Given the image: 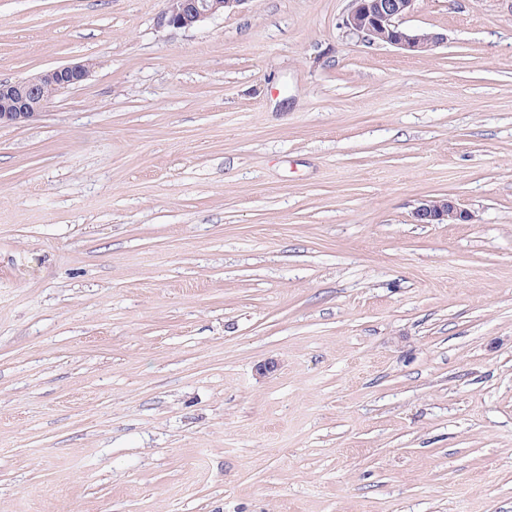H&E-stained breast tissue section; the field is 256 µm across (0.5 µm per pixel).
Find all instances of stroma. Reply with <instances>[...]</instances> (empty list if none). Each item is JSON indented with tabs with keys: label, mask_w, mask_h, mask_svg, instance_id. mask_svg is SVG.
I'll use <instances>...</instances> for the list:
<instances>
[{
	"label": "stroma",
	"mask_w": 512,
	"mask_h": 512,
	"mask_svg": "<svg viewBox=\"0 0 512 512\" xmlns=\"http://www.w3.org/2000/svg\"><path fill=\"white\" fill-rule=\"evenodd\" d=\"M164 7L0 0V512H512V0ZM247 0H167L161 14L164 24L174 28H191L226 12H235ZM343 17L345 32L369 43L390 45L411 55L424 56L444 43L443 34L403 25L415 0H350ZM89 60L69 63L16 81L0 82V126H22L41 116L47 91L58 93L82 84L90 75ZM413 218L417 224H448L471 220L470 213L447 197L424 199L414 210Z\"/></svg>",
	"instance_id": "35a3bbf8"
}]
</instances>
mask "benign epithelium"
Instances as JSON below:
<instances>
[{"mask_svg": "<svg viewBox=\"0 0 512 512\" xmlns=\"http://www.w3.org/2000/svg\"><path fill=\"white\" fill-rule=\"evenodd\" d=\"M247 0H166L161 14L164 24L191 28L226 12H234ZM415 0H351L343 17L345 32L372 44L390 45L411 55L424 56L444 43L439 33L403 25ZM89 60L69 63L16 81L0 82V126L26 125L42 114L47 92L58 93L82 84L90 75ZM417 224H450L471 220L470 213L447 197L424 199L414 210Z\"/></svg>", "mask_w": 512, "mask_h": 512, "instance_id": "7a95c632", "label": "benign epithelium"}]
</instances>
